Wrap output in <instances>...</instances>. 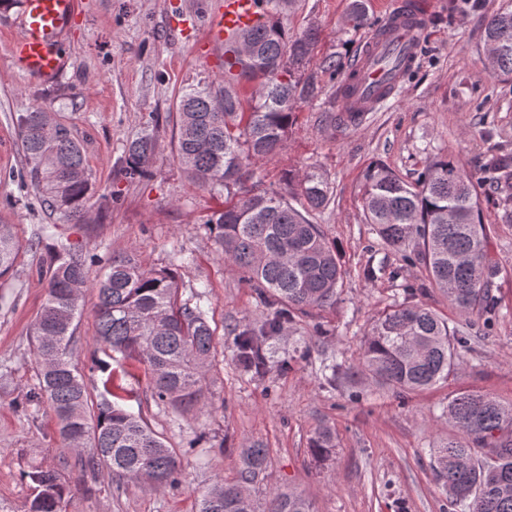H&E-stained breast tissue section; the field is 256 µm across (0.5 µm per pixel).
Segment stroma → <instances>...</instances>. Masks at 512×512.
Here are the masks:
<instances>
[{"label": "stroma", "instance_id": "stroma-1", "mask_svg": "<svg viewBox=\"0 0 512 512\" xmlns=\"http://www.w3.org/2000/svg\"><path fill=\"white\" fill-rule=\"evenodd\" d=\"M432 2L418 59L401 87L361 125L332 136L319 118L337 110L341 80L323 66L333 56L358 58L370 28L382 20L380 0H365L369 23L358 28L347 21L351 0H296L278 17L291 34L317 28L305 73L318 95L297 104L285 148L258 162L257 173L274 189L288 169L323 175L331 204L311 219L335 244L345 275L333 307L296 318L276 341L288 370L274 368L262 377L240 369L228 331L259 324L267 309L225 265L205 226L223 208L224 195L191 179L172 139L181 91L224 79L223 57L203 45L196 25L220 0H80L65 45L70 63L50 84L13 66L15 15L0 13V224L12 225L23 246L17 270L0 279V512H21L31 496L24 474L34 465L71 481L66 512H196L212 480L237 478L240 450L254 441L269 455L268 470L255 484L257 499L285 486L311 501L314 512H450L431 450L461 432L443 408L463 392L512 403V223L496 205L494 186L483 183L499 305L494 315L466 319L430 288L415 258L417 245L394 249L367 223L363 175L379 161L411 182L433 157L452 155L477 176L487 153L512 152V78L492 75L483 45L487 17L512 0ZM37 107L51 110L84 150L93 186L85 223L59 221L27 175L16 117ZM144 131L154 135L157 152L148 175L132 181L118 161ZM44 224L53 225L56 238L94 255L89 281L102 275L109 258L132 252L144 268L172 270L183 293L206 286L218 352L203 382L207 410L157 405L138 363L124 362L114 374L116 385L139 394L131 411L174 448L179 487L118 480L103 466L83 475L79 454L62 444L49 405L25 403L39 388L31 332L46 297L47 246L35 241ZM181 250L193 253L192 265H176ZM409 288L421 289V302L463 330L471 344L448 380L399 393L357 375L355 367L373 321L400 304ZM82 304L76 354L95 396L104 380L91 368L101 354L95 291H86ZM332 360L343 372L329 383L321 368ZM321 423L336 433L335 452L323 462L308 448Z\"/></svg>", "mask_w": 512, "mask_h": 512}]
</instances>
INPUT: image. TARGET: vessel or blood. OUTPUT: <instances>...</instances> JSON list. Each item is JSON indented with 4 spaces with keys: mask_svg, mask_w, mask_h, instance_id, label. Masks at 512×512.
<instances>
[{
    "mask_svg": "<svg viewBox=\"0 0 512 512\" xmlns=\"http://www.w3.org/2000/svg\"><path fill=\"white\" fill-rule=\"evenodd\" d=\"M78 12L79 0H20V35L11 45L15 66L42 82H53L66 65L62 45ZM427 16L424 0H400L387 12L364 43L355 77L342 81L343 111H372L386 89L399 86L418 57ZM265 21L257 0H224L202 29L204 44L223 48L225 71L237 73V36Z\"/></svg>",
    "mask_w": 512,
    "mask_h": 512,
    "instance_id": "b4317fda",
    "label": "vessel or blood"
}]
</instances>
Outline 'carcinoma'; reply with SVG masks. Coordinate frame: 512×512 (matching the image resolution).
<instances>
[{
  "label": "carcinoma",
  "instance_id": "1",
  "mask_svg": "<svg viewBox=\"0 0 512 512\" xmlns=\"http://www.w3.org/2000/svg\"><path fill=\"white\" fill-rule=\"evenodd\" d=\"M259 2L268 24L242 37L239 77L224 80L220 89H184L174 135L178 159L199 185L239 189L236 201L224 202L206 227L225 264L242 273L259 301L271 308L258 329H243L233 338L240 366L258 377L271 369L270 345L285 325L334 305L343 280L335 247L309 218L330 204L323 177L310 169L290 170L281 191L250 182L249 166L282 148L295 104L318 93L313 80L302 78L317 31L290 36L281 28L276 15L295 0ZM349 20L355 27L368 23L364 0H352ZM484 41L493 73L512 77V9L488 17ZM364 118L360 112H326L321 122L334 131L356 127ZM17 124L30 181L43 202L64 221L81 223L92 186L82 146L44 108L19 113ZM156 148L150 133L131 140L125 178L146 175ZM482 171L497 184L512 182V155L489 154ZM362 206L388 245L399 249L417 242L430 284L457 310L479 316L496 311L489 225L472 177L458 161L435 157L414 182L374 162L364 174ZM21 253L13 225L0 224V279L14 273ZM94 260L70 243L55 240L49 247L46 300L33 324L41 382L29 400L48 403L65 445L79 452L91 445L92 453L80 457L83 470L91 472L103 461L120 480L175 487L174 449L141 416L111 400V391L91 403L76 359V320L84 293L95 290L96 339L108 357L118 354L145 365L157 404L201 410L207 406L201 382L217 357L206 292L183 297L173 273L146 270L129 253L112 257L104 277L91 284L87 267ZM468 341L412 292L374 321L357 372L401 392L424 390L448 379ZM447 414L464 434L433 449L434 474L448 504L468 512H512V403L461 393L448 403ZM309 448L317 461L327 460L336 448L334 431L318 425ZM266 469L267 449L261 443L241 449L238 479L215 480L201 493L197 512H257L245 484ZM24 478L33 493L23 512H63L73 488L59 473L35 466ZM263 512H312V506L293 490L275 488Z\"/></svg>",
  "mask_w": 512,
  "mask_h": 512
}]
</instances>
